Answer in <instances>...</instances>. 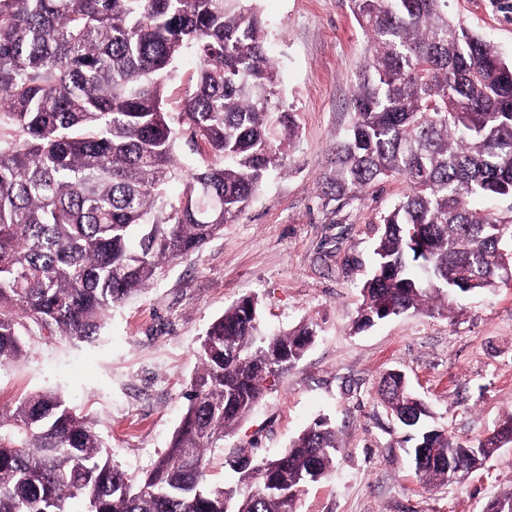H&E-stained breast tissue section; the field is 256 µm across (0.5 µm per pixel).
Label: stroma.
<instances>
[{"label":"stroma","mask_w":512,"mask_h":512,"mask_svg":"<svg viewBox=\"0 0 512 512\" xmlns=\"http://www.w3.org/2000/svg\"><path fill=\"white\" fill-rule=\"evenodd\" d=\"M257 5L281 99L296 123L282 168L236 223L114 307L95 342L23 332L24 357L0 366V408L33 392H58L94 421L113 461L141 477L182 420L205 330L226 307L254 296L262 331L309 320L319 335L295 367L270 381L235 432L208 449L210 483L234 481L233 457L277 456L325 417L336 428V465L306 488L297 512H482L512 492V444L465 482L425 487L377 389L384 372L403 371L430 402L435 425L466 446L484 440L512 415V285L458 298L447 317L409 311L355 330L361 285L373 269L374 227L407 189L388 181L339 201L320 191L330 148L351 121L367 38L350 0ZM448 16L512 59V0H448Z\"/></svg>","instance_id":"stroma-1"}]
</instances>
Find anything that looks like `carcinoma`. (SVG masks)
<instances>
[{
    "label": "carcinoma",
    "mask_w": 512,
    "mask_h": 512,
    "mask_svg": "<svg viewBox=\"0 0 512 512\" xmlns=\"http://www.w3.org/2000/svg\"><path fill=\"white\" fill-rule=\"evenodd\" d=\"M256 0H0V365L25 354L34 325L91 342L106 313L193 255L250 206L295 137L279 104ZM368 55L352 122L332 150L323 193L407 185L379 219L375 267L355 326L499 288L512 265V214L467 199L512 197V60L448 19L447 0H351ZM197 69L177 106V61ZM208 158L188 167L183 134ZM183 183L181 194L168 186ZM258 302L224 309L166 451L134 481L93 423L46 391L0 411V512H297L336 463L335 427L316 419L281 454L239 457L238 482L213 486L205 451L224 441L314 342L306 321L263 334ZM378 394L410 432L423 483H451L448 461L485 465L512 443V416L475 447L429 424L406 376ZM425 446L426 462L417 461Z\"/></svg>",
    "instance_id": "cac0c4a2"
}]
</instances>
